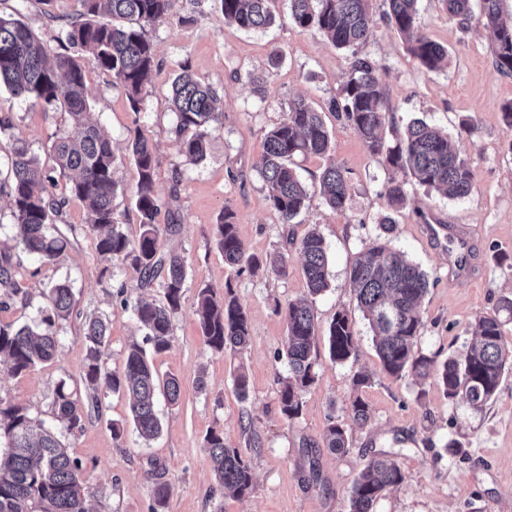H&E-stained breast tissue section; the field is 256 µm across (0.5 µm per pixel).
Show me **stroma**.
I'll use <instances>...</instances> for the list:
<instances>
[{
  "label": "stroma",
  "mask_w": 512,
  "mask_h": 512,
  "mask_svg": "<svg viewBox=\"0 0 512 512\" xmlns=\"http://www.w3.org/2000/svg\"><path fill=\"white\" fill-rule=\"evenodd\" d=\"M79 8L78 0H0V14L16 13L54 51ZM418 9L423 32L448 48L447 67L434 73L421 69L387 25L384 0H372L371 36L361 51L378 62L386 86L393 116L387 138L421 119L448 132L468 156L474 188L461 199L426 190L409 173L373 160L358 132L336 119L329 104L342 94L351 54L336 49L317 28H297L288 17V0H277L279 17L262 31L226 25L219 0H174L166 16L145 26L159 66L141 93L140 114H133L124 89L110 74L88 68L91 119L118 159L113 204L123 229L132 238L139 233L132 203L137 171L125 151L129 130L137 124L156 149L160 187L168 188L173 170L181 172L178 198L164 200L156 222L164 248L180 252L188 268L172 345L153 358L159 374L175 375L182 383L179 404L159 406L160 436L142 443L125 397L104 391L100 413L85 417L81 427L64 437L70 455L82 463L84 480L97 492L92 512H149L159 467L171 485L166 512H350L352 486L375 450L396 454L405 479L385 492L374 512H512V372L480 412L465 401H448L435 380L421 385L409 376H389L349 288L362 248L381 234L380 221L388 215L396 225L393 245L430 277L417 341L424 354L446 361L470 343L469 325L492 313L500 297L512 295V129L502 120L504 105L512 102V76L496 70L483 28H462L449 18L442 0H419ZM276 54L281 60L274 65L270 59ZM182 62L223 99V114L209 137L206 158L198 164L185 160L173 133L176 117L169 90ZM259 78L264 81L260 87L255 84ZM298 97L322 112L330 135L328 158L348 171L352 191L344 211L332 210L313 190L326 158L296 157L295 169L312 193L307 208L287 226L266 201L259 165L264 133ZM0 117L10 118L12 138L26 141L41 164L52 167L49 147L68 127L67 114L0 89ZM466 122L471 131L463 130ZM391 179L407 189L406 203L397 210L383 193ZM227 207L236 214L245 253L258 259L283 250L287 233L299 239L315 228L326 243L330 286L314 304L318 380L303 397L301 415L290 422L281 416L277 400V379L286 371L277 354L287 336L285 317L277 308L306 296L303 261L297 251L286 252L284 276L265 267L242 273L228 267L215 242L216 225ZM424 212L443 224L471 227L478 280L463 284L449 275L445 248L424 230ZM173 215L180 221L175 236L166 231ZM85 222L82 203L70 199L58 220L67 249L56 262L44 264L15 240L9 199L0 194V251L18 264L27 296L0 311V322H31L44 302L45 286L58 281L70 283L80 312L60 325L54 360L21 375L0 364V398L26 405L47 422L55 385L62 380L74 389L82 385L86 346L81 314L96 312L108 321L106 370L122 369L127 346L144 336L132 311L112 293L113 281L135 284V272L100 256ZM228 283L251 325L242 357L206 347L195 314L200 287L211 286L220 294ZM343 309L354 323L356 350L347 363L338 364L329 358L325 337ZM240 366L249 378L244 400L233 388ZM357 371L371 376L360 395L372 419L364 427L349 424L351 448L334 454L321 445L327 416H344ZM200 377L206 381L202 391L196 387ZM116 424L125 429L119 440L112 435ZM215 428L223 431L228 446L247 452L254 476L247 496H235L214 479L204 438ZM450 438L464 444L466 457L438 455L436 444ZM313 464L320 474L315 483L308 479Z\"/></svg>",
  "instance_id": "35a3bbf8"
}]
</instances>
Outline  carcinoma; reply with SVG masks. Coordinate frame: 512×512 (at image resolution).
Masks as SVG:
<instances>
[{
  "label": "carcinoma",
  "mask_w": 512,
  "mask_h": 512,
  "mask_svg": "<svg viewBox=\"0 0 512 512\" xmlns=\"http://www.w3.org/2000/svg\"><path fill=\"white\" fill-rule=\"evenodd\" d=\"M371 0H289V18L302 29L317 27L338 49L352 50L348 80L341 100L330 102V111L344 119L361 136L369 155L377 162L407 170L415 181L448 199L463 198L473 188L470 159L443 132L421 119L410 122L395 142L387 140L392 123L387 92L378 64L358 54L369 36ZM386 19L403 38L407 52L422 69L432 73L448 65V50L418 27L419 0H385ZM448 15L467 26L476 22L487 32L496 69L512 76V20L501 17L503 0H482L479 16L471 0H443ZM173 0H80L78 19L61 39V51L51 53L20 19L0 16V86L11 96L33 99L44 107L68 114V129L51 144L53 168L45 169L23 140H16L7 155L8 178L0 186L11 204L16 239L22 249L45 262L63 252L66 239L55 225L68 199L50 193L47 185L60 176L71 196L86 210V227L96 240L99 254L127 264L138 273L137 287L161 289L163 300L149 302L128 295L123 282L115 295L145 330L143 341L130 344L119 372L102 368L109 345L107 325L100 315L85 317L82 339L87 362L82 382L87 402L57 384L52 395L53 423L33 417L24 405L0 399V512H90L94 492L82 480L81 462L70 456L62 443V431L81 426L99 409L100 391L123 395L129 402L133 429L145 443L157 438L162 422L156 410L157 393L178 402L181 387L174 376L161 378L148 352L161 353L171 345L172 321L181 309L187 279L185 257L163 248L156 217L161 188L157 182V158L138 127L141 92L159 66L144 24L167 14ZM275 0H220L224 23L245 31H261L276 21ZM106 71L127 94L136 127L129 138L128 156L138 180L133 195L140 232L135 238L123 230L113 206L118 162L109 140L87 119L86 67ZM170 90L176 117L175 133L186 160L198 164L206 157L212 124L223 114V101L211 84L197 79L185 63ZM329 131L321 113L303 99L288 103L282 120L264 134L260 175L270 208L281 223L290 224L306 207L309 190L300 180L293 159L323 156L328 152ZM318 192L331 209L341 211L351 197L348 171L327 159L318 178ZM394 208L406 201L405 184L391 180L383 186ZM304 261L307 296L285 307L287 341L278 353L286 375L277 391L281 415L293 420L301 415L303 396L318 379L315 352V298L329 288L325 241L312 229L300 241L286 238ZM216 245L224 263L243 271H255L259 259L244 252L237 233L235 212L228 206L216 228ZM430 286L428 273L394 247L391 241H374L362 250L350 274V288L368 321L383 371L394 377L412 376L424 383L433 378L448 400L464 399L481 411L496 395L503 375L512 370V347L504 336L500 312L512 320V297L504 296L498 308L468 328L474 341L442 364L416 349L423 327L421 301ZM21 293L15 266L0 254V310L10 307ZM75 312L72 288L66 282L51 285L45 303L32 323L14 326L0 323V363L15 375L27 373L51 361L57 352V327ZM196 314L205 345L215 353L229 351L243 356L250 337L249 319L233 287L225 283L219 296L206 286L196 295ZM355 330L346 311L336 312L328 329L329 356L345 363L354 353ZM370 376L355 372L347 405L351 420L359 426L371 421V408L359 390ZM324 447L346 453L349 436L343 420L327 415L322 436ZM217 483L242 497L253 488L250 463L239 448L227 446L217 429L205 436ZM405 473L395 455L374 451L364 462L351 492V512H373L374 505L391 487L401 484ZM171 486L158 474L151 489L150 512H165Z\"/></svg>",
  "instance_id": "carcinoma-1"
}]
</instances>
